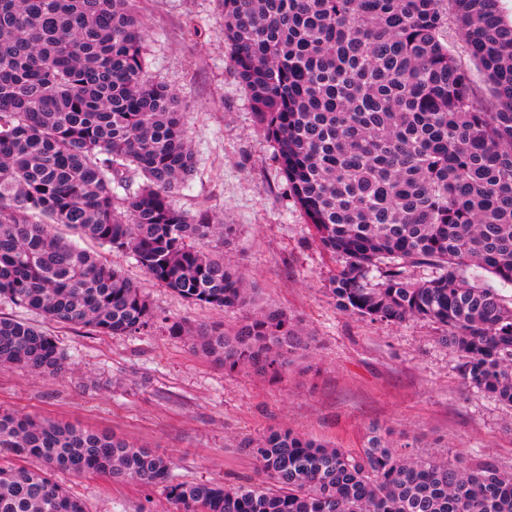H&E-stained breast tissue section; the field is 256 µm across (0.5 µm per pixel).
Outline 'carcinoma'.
Returning <instances> with one entry per match:
<instances>
[{
    "label": "carcinoma",
    "instance_id": "carcinoma-1",
    "mask_svg": "<svg viewBox=\"0 0 512 512\" xmlns=\"http://www.w3.org/2000/svg\"><path fill=\"white\" fill-rule=\"evenodd\" d=\"M219 2L255 123L339 261L336 308L440 325L465 384L512 407V25L497 0ZM450 9L475 72L448 42ZM145 36L129 0H0V298L106 336L150 328L140 288L64 227L130 252L193 304L241 314L232 329L169 332L226 371L278 376L313 338L258 306L227 256L233 225L173 206L196 156L180 95L144 69ZM0 367L56 376L67 358L0 317ZM243 447L264 483H185L146 448L1 409L0 512H85L59 471L158 488L175 512H512V471L416 457L377 428L356 453L288 429Z\"/></svg>",
    "mask_w": 512,
    "mask_h": 512
}]
</instances>
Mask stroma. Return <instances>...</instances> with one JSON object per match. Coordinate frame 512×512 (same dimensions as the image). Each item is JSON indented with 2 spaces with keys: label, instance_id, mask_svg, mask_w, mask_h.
<instances>
[{
  "label": "stroma",
  "instance_id": "stroma-1",
  "mask_svg": "<svg viewBox=\"0 0 512 512\" xmlns=\"http://www.w3.org/2000/svg\"><path fill=\"white\" fill-rule=\"evenodd\" d=\"M147 30L145 65L186 105L197 160L174 206L234 225L232 253L261 306L288 312L314 337L312 352L272 380L228 372L170 335L175 322L233 327L238 317L188 303L130 254L114 264L137 282L157 321L136 336H102L45 320L0 299V316L38 325L68 357L60 376L0 368V408L105 431L168 456L183 482L236 486L263 476L245 439L287 428L352 452L369 429L416 440L418 457L490 458L512 471V407L465 386L462 359L428 321L372 323L337 310V270L307 229L228 61L218 0H136ZM87 512H174L160 489L101 476L62 475Z\"/></svg>",
  "mask_w": 512,
  "mask_h": 512
}]
</instances>
